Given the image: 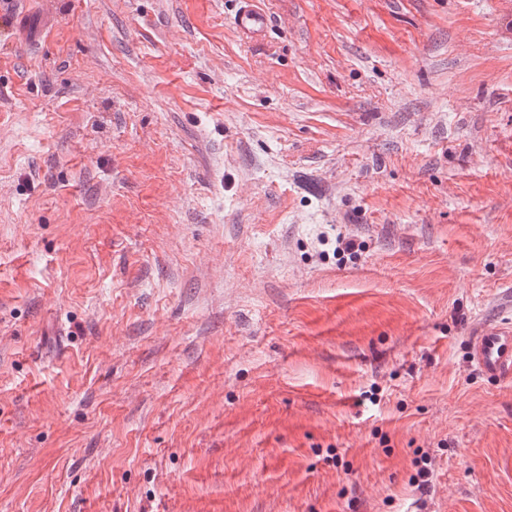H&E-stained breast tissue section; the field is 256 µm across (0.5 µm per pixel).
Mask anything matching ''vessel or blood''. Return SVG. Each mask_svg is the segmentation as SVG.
Listing matches in <instances>:
<instances>
[{"label": "vessel or blood", "mask_w": 512, "mask_h": 512, "mask_svg": "<svg viewBox=\"0 0 512 512\" xmlns=\"http://www.w3.org/2000/svg\"><path fill=\"white\" fill-rule=\"evenodd\" d=\"M238 33L260 40L268 30V15L253 0H241L234 17ZM471 361L484 376L494 380L512 378V325H482L468 338Z\"/></svg>", "instance_id": "vessel-or-blood-1"}]
</instances>
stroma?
Instances as JSON below:
<instances>
[{
  "instance_id": "obj_1",
  "label": "stroma",
  "mask_w": 512,
  "mask_h": 512,
  "mask_svg": "<svg viewBox=\"0 0 512 512\" xmlns=\"http://www.w3.org/2000/svg\"><path fill=\"white\" fill-rule=\"evenodd\" d=\"M256 4L0 0V512H512V0ZM242 4L235 13L234 25L238 33L250 40L258 41L268 30V15L262 9L254 6L252 0H239ZM471 361L484 376L494 380L512 378V325H480L470 336Z\"/></svg>"
}]
</instances>
